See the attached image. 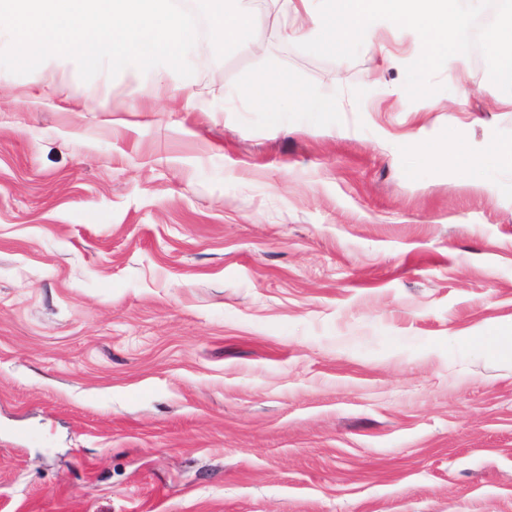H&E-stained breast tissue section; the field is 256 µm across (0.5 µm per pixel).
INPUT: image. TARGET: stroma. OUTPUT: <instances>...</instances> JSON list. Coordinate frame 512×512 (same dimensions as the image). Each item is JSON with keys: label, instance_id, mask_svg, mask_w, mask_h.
Returning <instances> with one entry per match:
<instances>
[{"label": "stroma", "instance_id": "35a3bbf8", "mask_svg": "<svg viewBox=\"0 0 512 512\" xmlns=\"http://www.w3.org/2000/svg\"><path fill=\"white\" fill-rule=\"evenodd\" d=\"M484 29L462 106L272 10L187 78L0 68V512H512V171L423 159L512 140ZM247 98L251 106L261 112H281L282 107L303 103L313 112H329L332 103L325 97L311 98L309 92L288 81L283 74L269 72L262 75L250 88ZM428 161L431 163L448 160V163H456L464 159L469 167L473 169L482 168L486 162L485 155H471L468 154L459 137L448 140V146H439L436 149L428 151Z\"/></svg>", "mask_w": 512, "mask_h": 512}]
</instances>
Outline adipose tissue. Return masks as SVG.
<instances>
[{
	"label": "adipose tissue",
	"instance_id": "1",
	"mask_svg": "<svg viewBox=\"0 0 512 512\" xmlns=\"http://www.w3.org/2000/svg\"><path fill=\"white\" fill-rule=\"evenodd\" d=\"M271 0L283 18L282 31L288 36H301L321 46L339 49L354 41L377 43L383 27L406 24L418 34V59L421 64L437 62L461 71L466 54L461 39L470 14L479 11L484 0ZM261 21V15L250 8L227 10L224 0H213L211 30L217 45L232 44L243 50L252 45L242 35ZM483 39L495 63L498 84L512 87V23L490 25ZM247 98L261 112H278L287 104L303 103L312 111H329L332 103L324 97H311L309 92L290 83L286 76L269 72L250 88ZM491 157L504 168L512 169V141L496 142ZM487 156V157H490ZM487 157L466 153L461 139L430 150L429 162L465 161L469 167L482 168Z\"/></svg>",
	"mask_w": 512,
	"mask_h": 512
}]
</instances>
